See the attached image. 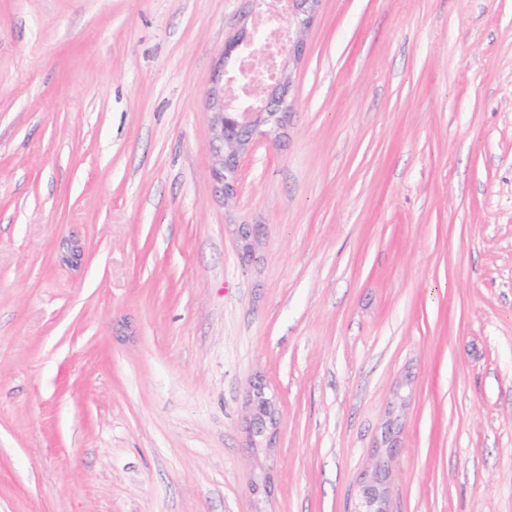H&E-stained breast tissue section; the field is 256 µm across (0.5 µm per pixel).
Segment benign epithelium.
Masks as SVG:
<instances>
[{
	"label": "benign epithelium",
	"mask_w": 512,
	"mask_h": 512,
	"mask_svg": "<svg viewBox=\"0 0 512 512\" xmlns=\"http://www.w3.org/2000/svg\"><path fill=\"white\" fill-rule=\"evenodd\" d=\"M321 0H289L288 16L277 13L268 16L273 25L281 24L288 40L278 50L276 78L267 82L263 75L267 67L268 50L256 29L225 43L222 61L214 71L207 92L209 107L214 114L212 123L215 143L213 175L222 184L224 199L237 193L240 158L248 153L258 139L276 142L289 121L292 110V81L290 66L301 59L305 42L302 32L313 22ZM262 57L260 63L239 65L243 52ZM259 244V235L248 224L240 225L238 245L241 257L251 256ZM245 420L249 445L269 448L278 428V409L273 394L262 381L250 385ZM395 421L387 424L382 443L385 451L375 464L363 473L348 512H393L388 484L391 462L396 455L393 437Z\"/></svg>",
	"instance_id": "7a95c632"
}]
</instances>
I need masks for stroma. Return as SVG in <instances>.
<instances>
[{
	"instance_id": "1",
	"label": "stroma",
	"mask_w": 512,
	"mask_h": 512,
	"mask_svg": "<svg viewBox=\"0 0 512 512\" xmlns=\"http://www.w3.org/2000/svg\"><path fill=\"white\" fill-rule=\"evenodd\" d=\"M252 0H0V512H512V0H321L225 204ZM262 241L242 260L237 227ZM245 420L250 448H272L278 428V409L273 394L262 381L250 385ZM395 420L389 421L383 434L384 453L375 464L363 473L357 483V490L351 508L347 512H393L390 506L388 484L391 476V462L396 455L393 437Z\"/></svg>"
}]
</instances>
